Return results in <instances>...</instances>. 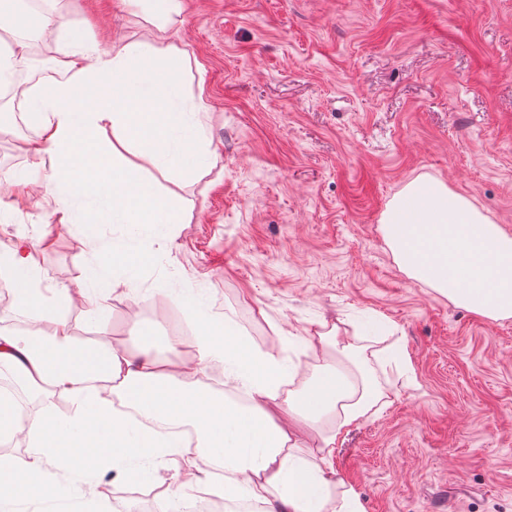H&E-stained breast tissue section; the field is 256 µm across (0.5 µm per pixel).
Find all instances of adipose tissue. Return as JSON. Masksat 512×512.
Instances as JSON below:
<instances>
[{
	"label": "adipose tissue",
	"instance_id": "ef3b65f1",
	"mask_svg": "<svg viewBox=\"0 0 512 512\" xmlns=\"http://www.w3.org/2000/svg\"><path fill=\"white\" fill-rule=\"evenodd\" d=\"M59 66L64 78L22 92L37 129L27 149L55 161L45 190L69 206L72 223L88 238L104 224L133 226L137 236L101 251L103 282L92 289L41 288L37 250L25 243L0 261V278L16 288L13 312L54 323L49 334L0 328V367L43 405L23 416L11 395H0V443L23 434L32 457L22 464L0 455V512H19L30 502L61 512L100 470L118 477V493L124 479L155 483L161 468L172 476L156 512H179L187 488L252 501L262 512H365L359 494L338 476L336 444L386 395L368 368L337 363L333 349L349 351L356 342L346 330L323 320L307 330L301 342L322 360L302 376L231 326L217 325L206 300L195 295L183 299L192 336L146 333L143 347L132 352L80 340L58 316L75 298L98 308L116 290L133 288L152 261L148 241L185 221L181 202L133 166L119 165L117 156L137 151L183 183L209 174L217 157L198 120L206 106L185 88L178 48L125 40L102 54L77 34ZM106 127L112 130L108 153L96 138ZM185 345L194 350L191 358L181 356ZM215 364L223 365L226 383L246 391V402L206 386L203 378ZM56 396L71 400L70 411L53 406ZM121 402L147 425L118 410Z\"/></svg>",
	"mask_w": 512,
	"mask_h": 512
}]
</instances>
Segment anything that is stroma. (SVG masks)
Here are the masks:
<instances>
[{
	"mask_svg": "<svg viewBox=\"0 0 512 512\" xmlns=\"http://www.w3.org/2000/svg\"><path fill=\"white\" fill-rule=\"evenodd\" d=\"M43 15L87 32L100 51L155 30L123 0H41ZM66 35L12 69L18 88L60 76ZM166 44L202 82L201 119L218 147L210 173L179 183L125 154L190 221L152 243L154 262L108 309L64 311L120 350L181 311L169 290L203 295L220 319L309 371L293 337L313 322L379 335L358 341L390 403L343 434L335 467L366 512H512V319L491 321L409 278L381 218L413 180L467 197L512 233V0H182ZM0 133V248L54 238L43 285L95 280L81 225L30 185L50 156ZM403 361L380 366L378 355Z\"/></svg>",
	"mask_w": 512,
	"mask_h": 512,
	"instance_id": "1",
	"label": "stroma"
}]
</instances>
